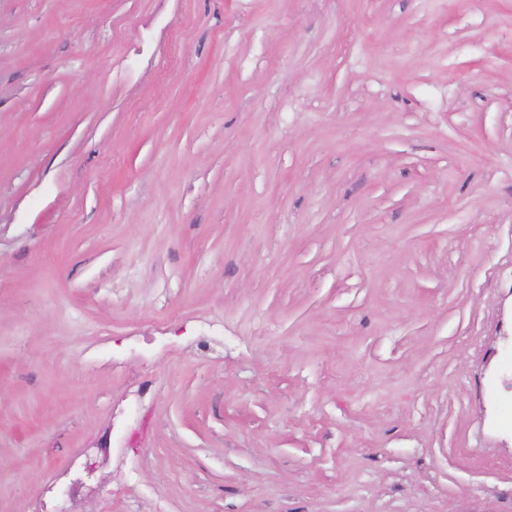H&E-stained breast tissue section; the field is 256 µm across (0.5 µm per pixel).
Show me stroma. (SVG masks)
Wrapping results in <instances>:
<instances>
[{"instance_id":"obj_1","label":"stroma","mask_w":512,"mask_h":512,"mask_svg":"<svg viewBox=\"0 0 512 512\" xmlns=\"http://www.w3.org/2000/svg\"><path fill=\"white\" fill-rule=\"evenodd\" d=\"M509 377L512 0H0V512H512Z\"/></svg>"}]
</instances>
